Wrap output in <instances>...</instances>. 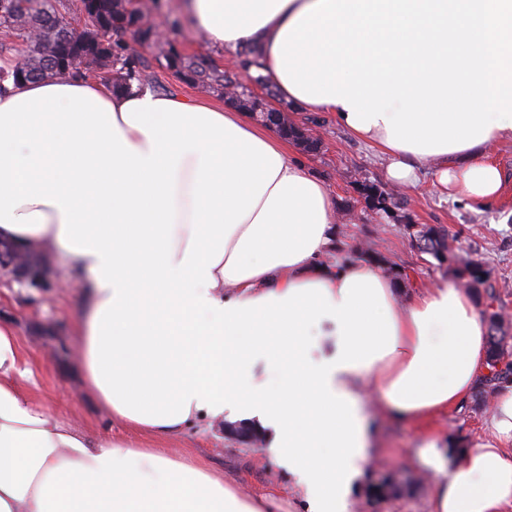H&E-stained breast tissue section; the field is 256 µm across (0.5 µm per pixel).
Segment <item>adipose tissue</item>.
Wrapping results in <instances>:
<instances>
[{
	"mask_svg": "<svg viewBox=\"0 0 512 512\" xmlns=\"http://www.w3.org/2000/svg\"><path fill=\"white\" fill-rule=\"evenodd\" d=\"M316 0H183L212 47L251 45L279 97L347 125L343 105L296 99L276 40ZM389 160L393 185L432 167L448 197L482 205L503 185L484 142L439 154L393 147L385 125L353 129ZM0 239L69 258L84 290L76 326L88 391L127 428L167 438L204 420L253 427L304 490L303 512H350L372 432L360 393L423 425L416 465L430 512H512V385L490 440L457 449L432 427L486 369L487 327L452 284L400 304L369 263L328 265V185L288 141L234 108L61 74L0 93ZM334 348L315 357L314 339ZM0 325V512H279L201 459L93 439L19 385L29 376Z\"/></svg>",
	"mask_w": 512,
	"mask_h": 512,
	"instance_id": "1",
	"label": "adipose tissue"
}]
</instances>
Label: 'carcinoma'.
Returning <instances> with one entry per match:
<instances>
[{"instance_id": "carcinoma-1", "label": "carcinoma", "mask_w": 512, "mask_h": 512, "mask_svg": "<svg viewBox=\"0 0 512 512\" xmlns=\"http://www.w3.org/2000/svg\"><path fill=\"white\" fill-rule=\"evenodd\" d=\"M80 13V3L69 0H0V30L4 40L0 42V87L10 81L14 84L27 81L48 80L60 74L74 78H85L88 74L105 71L113 74L112 87L131 89L133 82H142L144 72L150 68L144 50L149 49L157 64L174 71L180 79L207 92L225 93L241 85V77L266 89L269 100L261 103L252 97H228L229 102L240 109L255 110L263 105L268 112L276 111L270 99L275 97L267 76L262 73L261 52L252 47L236 53V67L228 70L202 54L182 52L176 43L156 42L152 25L138 0H95V4L84 17L87 30L99 40L93 54L77 50L75 43L60 37L61 29L72 24ZM142 28L140 48L136 49L126 39V32L134 27ZM26 45L27 53L22 57L14 54V44ZM54 46L58 64L47 65V56L42 44ZM276 129L286 138L298 141L304 149L313 151L319 141L311 138L288 120L272 121ZM367 207L375 212L390 215L398 204V195L382 190L378 185H363ZM451 235L443 227H429L417 235L416 248L440 261L443 254H452L448 240ZM457 281L465 288L489 287V271L479 260L468 261L453 270ZM495 326L488 327L489 372L480 380L475 393V402L482 404L486 396L500 387L512 383V361L504 362L500 356L508 349L502 331V312L496 310Z\"/></svg>"}]
</instances>
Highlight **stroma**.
Here are the masks:
<instances>
[{
    "label": "stroma",
    "mask_w": 512,
    "mask_h": 512,
    "mask_svg": "<svg viewBox=\"0 0 512 512\" xmlns=\"http://www.w3.org/2000/svg\"><path fill=\"white\" fill-rule=\"evenodd\" d=\"M316 118L321 131L318 149H299L295 155L334 194L339 232L328 262H357V247L367 243L396 271L398 297L404 303L420 288L452 281L447 264L419 253L402 224L365 212L361 185L373 182L386 186V159L339 127L331 113L320 112ZM489 155L503 174L502 194L492 203L475 206L448 198L429 170L415 186L403 189L402 195L412 223L444 226L455 237L458 261L478 259L485 264L489 282L496 288L497 306L512 315V142L493 146ZM45 255L49 277L44 286L0 280V323L16 329L25 366L33 373L25 389L92 438L142 442V435L114 422L84 388L75 336L83 291L68 274L69 261L50 249ZM487 414V409L478 408L469 399L462 407L437 415L433 423L455 436L461 447L471 448L489 437ZM375 425L378 436L369 451L373 463L364 471L363 489L353 495L352 512H430L432 483L413 461L417 426L382 418L376 419ZM170 446L177 455L206 460L216 474L246 491L285 490V512H298L301 491L268 450L257 451L212 432L203 421L171 440Z\"/></svg>",
    "instance_id": "1"
}]
</instances>
